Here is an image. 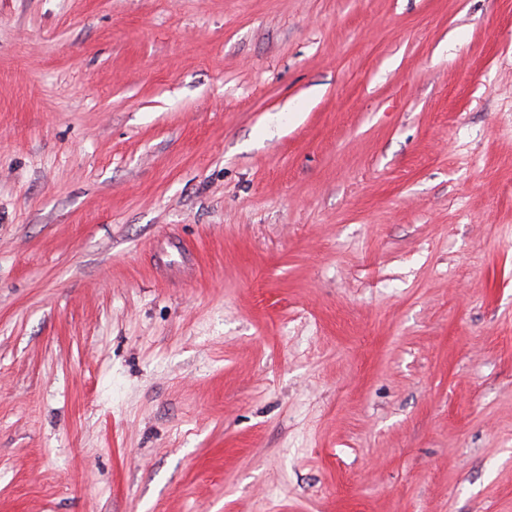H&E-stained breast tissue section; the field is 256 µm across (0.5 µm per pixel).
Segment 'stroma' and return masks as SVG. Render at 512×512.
Listing matches in <instances>:
<instances>
[{
    "instance_id": "stroma-1",
    "label": "stroma",
    "mask_w": 512,
    "mask_h": 512,
    "mask_svg": "<svg viewBox=\"0 0 512 512\" xmlns=\"http://www.w3.org/2000/svg\"><path fill=\"white\" fill-rule=\"evenodd\" d=\"M0 512H512V0H0Z\"/></svg>"
}]
</instances>
